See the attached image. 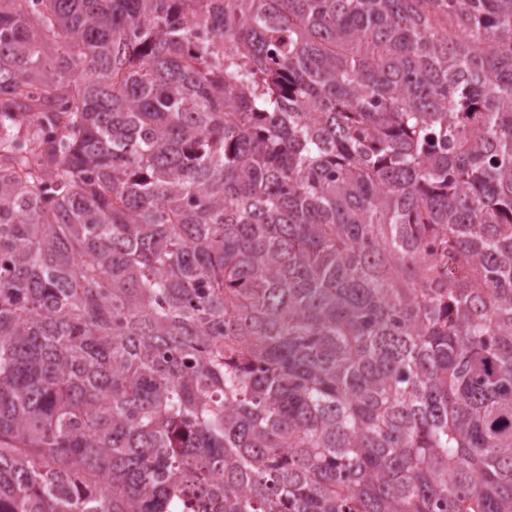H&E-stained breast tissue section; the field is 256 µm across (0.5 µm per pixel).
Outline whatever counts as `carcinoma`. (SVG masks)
Wrapping results in <instances>:
<instances>
[{
  "instance_id": "cac0c4a2",
  "label": "carcinoma",
  "mask_w": 512,
  "mask_h": 512,
  "mask_svg": "<svg viewBox=\"0 0 512 512\" xmlns=\"http://www.w3.org/2000/svg\"><path fill=\"white\" fill-rule=\"evenodd\" d=\"M0 512H512V0H0Z\"/></svg>"
}]
</instances>
